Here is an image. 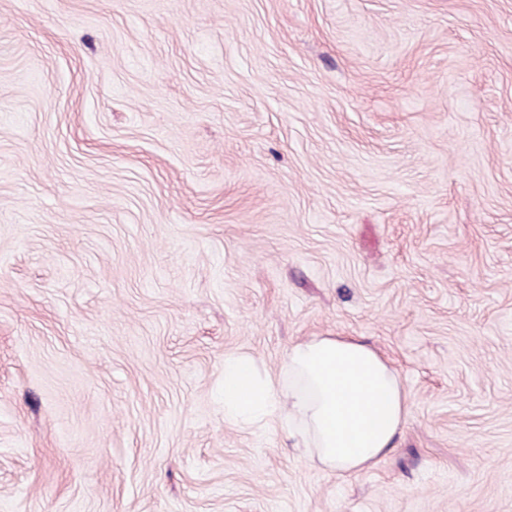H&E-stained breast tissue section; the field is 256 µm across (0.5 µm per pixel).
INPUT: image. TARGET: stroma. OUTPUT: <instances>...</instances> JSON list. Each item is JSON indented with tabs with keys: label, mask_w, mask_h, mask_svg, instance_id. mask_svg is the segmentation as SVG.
<instances>
[{
	"label": "stroma",
	"mask_w": 512,
	"mask_h": 512,
	"mask_svg": "<svg viewBox=\"0 0 512 512\" xmlns=\"http://www.w3.org/2000/svg\"><path fill=\"white\" fill-rule=\"evenodd\" d=\"M314 336L368 472L224 418ZM0 512H512V0H0ZM249 356L224 360V418L260 426L288 398L290 435L337 477L372 469L391 449L409 409L396 371L346 336H314L288 349L284 382L254 380Z\"/></svg>",
	"instance_id": "obj_1"
}]
</instances>
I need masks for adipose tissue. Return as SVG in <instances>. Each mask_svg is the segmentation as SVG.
<instances>
[{
    "mask_svg": "<svg viewBox=\"0 0 512 512\" xmlns=\"http://www.w3.org/2000/svg\"><path fill=\"white\" fill-rule=\"evenodd\" d=\"M254 371L251 357L225 359V419L258 426L287 407L291 436L339 477L372 469L408 415L396 371L351 337L314 336L292 345L283 382L255 380Z\"/></svg>",
    "mask_w": 512,
    "mask_h": 512,
    "instance_id": "ef3b65f1",
    "label": "adipose tissue"
}]
</instances>
